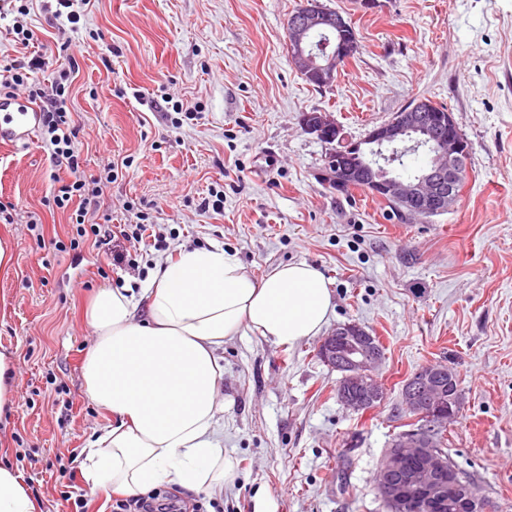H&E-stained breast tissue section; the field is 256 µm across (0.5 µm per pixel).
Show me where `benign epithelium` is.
Here are the masks:
<instances>
[{"label": "benign epithelium", "mask_w": 512, "mask_h": 512, "mask_svg": "<svg viewBox=\"0 0 512 512\" xmlns=\"http://www.w3.org/2000/svg\"><path fill=\"white\" fill-rule=\"evenodd\" d=\"M346 27L337 11L314 7L288 21L287 45L296 69L330 85L336 77L339 60L349 45L326 39L319 50L310 42L318 32L340 31ZM304 129L329 145L323 179L342 186L348 176L367 183L372 191L402 207V214L427 218L445 212L457 198L461 162L467 149L451 113L436 112L424 116L420 103L397 112L387 123L372 130L363 142L350 143L343 129L325 112H307L302 116ZM424 139L434 145L429 165L415 178L405 181L385 177L363 157L362 144L395 145ZM321 359L342 377L338 395L343 405L355 413L373 409L384 398L376 371L382 356L371 334L353 322L336 327L318 346ZM448 366L429 364L406 382L403 407L416 412L422 426L441 425L454 417L462 403L459 386L446 392ZM456 473L437 450L433 438L421 426L403 431L393 441V449L378 481L379 494L397 512H415L423 504L436 507L442 500L447 478Z\"/></svg>", "instance_id": "1"}]
</instances>
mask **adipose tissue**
<instances>
[{
	"label": "adipose tissue",
	"instance_id": "ef3b65f1",
	"mask_svg": "<svg viewBox=\"0 0 512 512\" xmlns=\"http://www.w3.org/2000/svg\"><path fill=\"white\" fill-rule=\"evenodd\" d=\"M332 293L305 262L254 278L219 247L182 250L146 288H107L86 318L93 343L81 375L89 399L114 418L86 448L93 489L139 496L176 486L220 490L236 465L216 435L226 339L249 331L278 345L318 336ZM0 512H41L21 475L0 465Z\"/></svg>",
	"mask_w": 512,
	"mask_h": 512
}]
</instances>
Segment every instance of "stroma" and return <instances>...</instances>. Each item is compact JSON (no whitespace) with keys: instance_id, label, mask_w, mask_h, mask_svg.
Segmentation results:
<instances>
[{"instance_id":"1","label":"stroma","mask_w":512,"mask_h":512,"mask_svg":"<svg viewBox=\"0 0 512 512\" xmlns=\"http://www.w3.org/2000/svg\"><path fill=\"white\" fill-rule=\"evenodd\" d=\"M303 2L91 0L63 36L51 15L32 12L47 60L40 80L78 64L69 109L86 171L119 165L91 218L150 226L134 268L90 239L58 251L74 227L47 203V153L34 140L0 147V200L18 212L0 223L13 256L0 269V350L13 356L16 387L0 415V461L44 512H112L113 496L91 494L81 470L83 448L112 423L81 376L92 344L85 302L101 288L143 286L180 250L210 246L257 278L315 265L333 297L325 333L356 322L378 337L385 395L369 412L347 410L318 338L234 336L219 352L217 427L237 477L181 498L201 512H389L376 472L413 422L401 411L405 381L434 362L457 373L463 394L449 458L486 512H512V0H320L358 39L322 89L288 55L287 22ZM415 97L445 105L468 143L448 211L392 220L380 196L320 180L326 146L303 113H330L357 141ZM178 102L191 117L178 116ZM215 190L223 206L201 209ZM31 215L40 234L26 226Z\"/></svg>"}]
</instances>
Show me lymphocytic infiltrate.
<instances>
[{
	"mask_svg": "<svg viewBox=\"0 0 512 512\" xmlns=\"http://www.w3.org/2000/svg\"><path fill=\"white\" fill-rule=\"evenodd\" d=\"M40 2L43 11L52 12L54 18H66L75 24L80 20L76 4H89L90 0H23L18 6V21H15L8 33L15 44L32 54L31 59L17 57L6 64H0V96L25 94L40 110V144L48 150L54 166L66 169L70 174L67 182L55 187L52 203L56 208L69 210V220L76 226L78 237L94 238L100 244H110L114 237H121L129 243L141 242L146 230L142 224H126L118 234H111L104 225L89 221L88 207L91 201L104 196L113 181L117 180L115 166H107L103 174L87 173L79 148L80 130L67 112V100L70 94V75L61 73L58 81L41 82L37 70L44 66V59L38 51L39 38L35 31L24 25L23 16L29 15L33 2Z\"/></svg>",
	"mask_w": 512,
	"mask_h": 512,
	"instance_id": "lymphocytic-infiltrate-1",
	"label": "lymphocytic infiltrate"
}]
</instances>
